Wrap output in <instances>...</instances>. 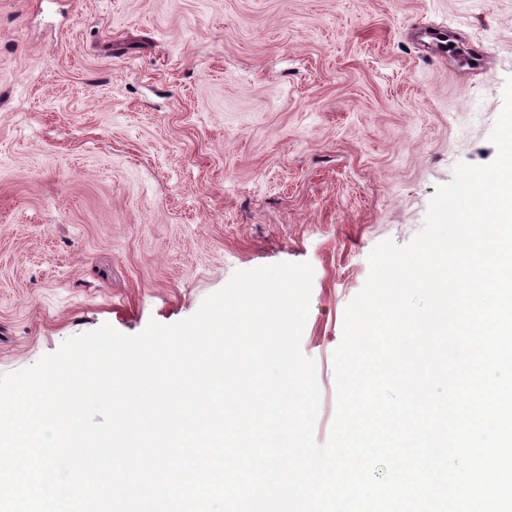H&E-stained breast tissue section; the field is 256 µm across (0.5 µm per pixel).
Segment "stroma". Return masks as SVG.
I'll return each instance as SVG.
<instances>
[{"instance_id":"1","label":"stroma","mask_w":512,"mask_h":512,"mask_svg":"<svg viewBox=\"0 0 512 512\" xmlns=\"http://www.w3.org/2000/svg\"><path fill=\"white\" fill-rule=\"evenodd\" d=\"M511 78L512 0H0V374L307 262L325 443L370 252L495 160Z\"/></svg>"}]
</instances>
